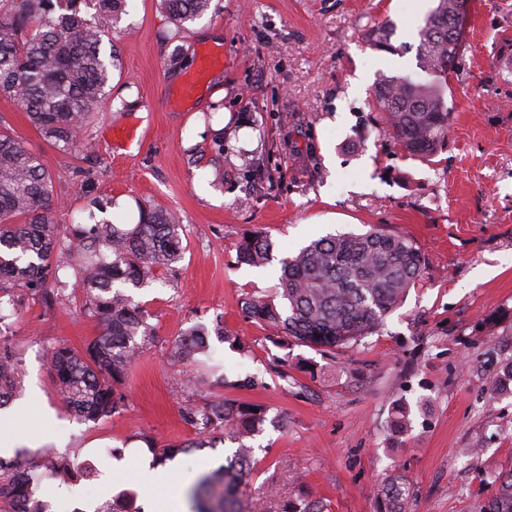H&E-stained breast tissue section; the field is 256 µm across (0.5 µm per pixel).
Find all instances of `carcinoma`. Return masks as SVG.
<instances>
[{
	"instance_id": "carcinoma-1",
	"label": "carcinoma",
	"mask_w": 512,
	"mask_h": 512,
	"mask_svg": "<svg viewBox=\"0 0 512 512\" xmlns=\"http://www.w3.org/2000/svg\"><path fill=\"white\" fill-rule=\"evenodd\" d=\"M126 0H0V96L17 102L30 124L64 153L85 147L90 119L107 98L116 55L102 50ZM211 0H161L181 27L202 17ZM457 0H437L418 30L419 69L427 83L383 76L374 90L373 107L383 133L405 152L434 157L448 140L450 112L445 105L448 70L461 50ZM57 200L53 176L40 157L9 131L0 128V294L28 291L51 297L50 284L62 290L59 272L64 254L76 271L74 286L82 308L96 318L101 332L79 352L59 346L51 353L66 404L85 423L119 415L129 406L121 390L128 369L150 336L142 309L128 293L159 268L171 269L185 251L183 225L171 211L144 207L135 224H73L61 233L54 222ZM274 243L260 232L237 246L238 264L264 267L273 259ZM425 260L413 240L374 227L364 233L326 235L297 253L280 259L277 291L248 297L245 311L270 331L267 340L284 336L318 352L360 342L385 325L409 289L423 277ZM217 338L245 350L240 337L215 321ZM209 333L192 326L177 336L171 357L193 361L208 354ZM22 370L16 352L0 337V406L21 389ZM189 400L182 419L196 429L198 440L162 448L164 459L215 448L226 440L237 444L226 464L203 475L196 490L199 512H258L234 509L238 488L250 470L254 448L247 440L266 421L268 409L258 403L202 397L209 384L186 381ZM492 391L512 393V363L492 378ZM409 406L399 404L392 430L405 433ZM41 467L54 480L70 481L88 471L71 459L47 453ZM497 492L484 512H512V472L495 476ZM30 497L19 472L0 482L4 512ZM410 484L399 471L386 475L376 512H405ZM278 512H327V504L300 494Z\"/></svg>"
}]
</instances>
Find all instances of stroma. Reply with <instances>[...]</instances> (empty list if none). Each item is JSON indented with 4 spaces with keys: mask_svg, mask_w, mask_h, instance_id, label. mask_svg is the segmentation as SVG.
<instances>
[{
    "mask_svg": "<svg viewBox=\"0 0 512 512\" xmlns=\"http://www.w3.org/2000/svg\"><path fill=\"white\" fill-rule=\"evenodd\" d=\"M393 23L390 47L369 33ZM422 18L410 0H211L199 19L176 28L160 0H127L112 34L119 59L112 98L90 125L87 150L68 154L46 141L13 101L0 97V126L22 140L55 175L59 227L87 221L85 181L112 201L176 212L184 258L132 295L152 339L129 369L122 414L84 424L70 414L50 364L54 348H82L99 334L73 290L43 300L23 294L10 341L23 369V393L7 405L23 443L0 461L39 476L51 451L91 466L89 478L33 485L50 512H96L139 498L140 457L156 446L194 440L180 409L187 375L226 374L225 397L268 406L251 444L254 470L240 487L245 502L274 484L268 512L304 492L331 512H375L382 478L404 473L412 487L406 512H483L494 476L512 470V394L490 396L491 378L512 362V0H468L463 45L445 91L448 144L423 161L383 135L372 107L380 75L426 81L415 45ZM216 44L223 65L187 101L171 93L199 49ZM224 89L215 97L216 89ZM256 131L252 150L224 139V181L215 183L213 136L225 119ZM117 127L146 131L121 149ZM410 237L425 263L422 281L383 328L359 345L318 353L265 330L243 309L246 294L269 293L280 258L329 233L370 227ZM261 231L275 244L264 268L238 264L236 247ZM222 317L247 354L210 337L197 364L168 357L176 336ZM288 357L287 374L274 365ZM254 376V386L240 379ZM406 403L411 430L388 429ZM478 449L475 458L462 456ZM232 443L178 456L189 485L223 463ZM123 480L105 476L114 455Z\"/></svg>",
    "mask_w": 512,
    "mask_h": 512,
    "instance_id": "obj_1",
    "label": "stroma"
}]
</instances>
